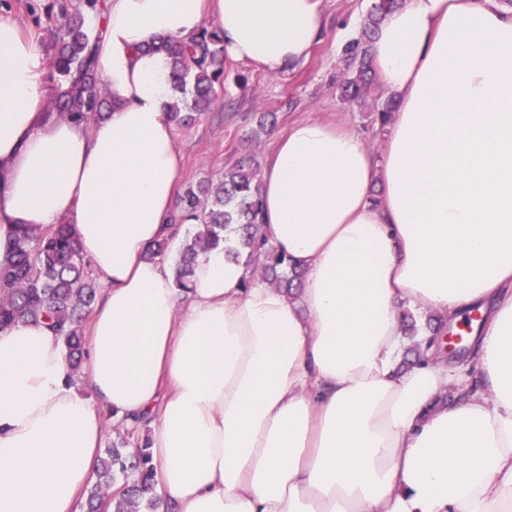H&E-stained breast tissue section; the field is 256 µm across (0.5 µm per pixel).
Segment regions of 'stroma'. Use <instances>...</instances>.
I'll use <instances>...</instances> for the list:
<instances>
[{
    "label": "stroma",
    "instance_id": "stroma-1",
    "mask_svg": "<svg viewBox=\"0 0 512 512\" xmlns=\"http://www.w3.org/2000/svg\"><path fill=\"white\" fill-rule=\"evenodd\" d=\"M54 0H0V9L32 34L45 54H52L57 39L46 16ZM372 0H322L324 36L306 63L293 72L269 74L234 59L224 61V99L189 128H175L184 154L180 177L188 184L218 177L245 153H254L267 167L279 137L296 121L320 119L361 134L373 153H380L386 132L376 114L387 100L379 85H372L364 101H346L340 85L346 74L341 59L345 47L361 35L363 19ZM273 112L278 121L262 131L257 115Z\"/></svg>",
    "mask_w": 512,
    "mask_h": 512
}]
</instances>
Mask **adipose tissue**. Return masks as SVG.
<instances>
[{
    "label": "adipose tissue",
    "mask_w": 512,
    "mask_h": 512,
    "mask_svg": "<svg viewBox=\"0 0 512 512\" xmlns=\"http://www.w3.org/2000/svg\"><path fill=\"white\" fill-rule=\"evenodd\" d=\"M92 17L112 109H44L48 60L0 16V262L17 225L71 228L104 289L84 383L44 322L0 330V512H77L104 410L147 423L155 512H512V7L400 0L372 47L398 104L380 154L293 124L262 183L263 232L299 301L199 256L180 296L166 260L182 151L158 38L214 20L236 60L292 71L321 0H104ZM381 194H374V187ZM457 327L466 363L399 366L398 313Z\"/></svg>",
    "instance_id": "ef3b65f1"
}]
</instances>
